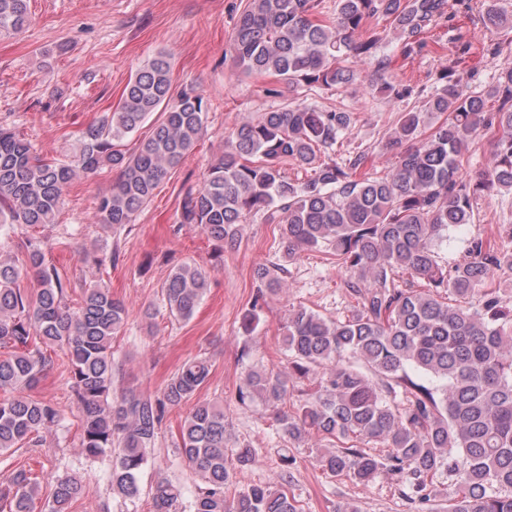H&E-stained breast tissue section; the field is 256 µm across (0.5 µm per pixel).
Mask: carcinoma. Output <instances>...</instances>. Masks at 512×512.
Masks as SVG:
<instances>
[{"label": "carcinoma", "mask_w": 512, "mask_h": 512, "mask_svg": "<svg viewBox=\"0 0 512 512\" xmlns=\"http://www.w3.org/2000/svg\"><path fill=\"white\" fill-rule=\"evenodd\" d=\"M471 0H335L331 15H315V0H248L233 30L236 70L267 75L288 87L280 107L243 121L224 155L209 166L203 187L182 207V223L195 224L213 241H234L238 225L261 214L280 225L286 256L325 251L350 274L348 287L359 309L344 322L293 309L283 326L288 373L250 371L238 392L277 405L290 399L288 375L312 379L293 402L277 413L280 430L291 440L315 432L336 443L318 454L323 471L369 483L380 471L398 477L409 499L445 502L443 512H512V304L499 295L496 275L512 271V251L477 236L466 258L450 267L439 263L433 243L452 226L473 223L478 192L512 194V66L502 69L483 93L464 88L453 69L444 84L401 114L385 149L395 162L384 177L358 174L367 154L339 161L341 134L352 113L323 111L297 102L315 89L355 81L358 67L380 74L378 92L396 97L385 37L367 27L382 18L403 37L400 53L411 56L419 36ZM484 22L499 28L512 18L484 0ZM28 0H0V38L28 22ZM498 99L495 111L486 100ZM157 115L148 135L132 150L123 141ZM207 105L194 87L172 93L170 54L158 52L128 80L117 107L82 132L78 152L64 162H46L31 143L0 128V237L22 235V258L0 254V457L42 445L43 433L60 425L63 410L38 394L55 361L47 349L65 356L61 366L70 402L79 412L80 448L89 459L115 454L112 495L135 500L141 474L150 463L158 430L171 407L194 402L181 421L176 449L200 478L191 512H301L282 489L253 485L226 496L233 472L254 460L244 447L225 453L224 404L200 400L212 364L186 360L160 394L133 387L113 395L114 343L124 331L125 301L100 283L83 289L80 306L69 305L71 287L46 259L56 243L28 228H49L79 176L109 166L118 171L112 190L96 205L95 221L118 230L151 201L170 170L194 150L204 133ZM435 114L445 119L431 125ZM488 137L493 164L481 180H463L460 155L468 143ZM312 172L292 182L285 166ZM276 266L260 268L249 307L241 317L247 336L257 330L265 296L278 290ZM33 284L31 292L25 281ZM207 289L206 274L177 267L161 287L169 312L190 319ZM481 292V304L462 301ZM412 368L444 382L440 391L414 382ZM375 441L388 448L379 459L361 446ZM454 479L457 491L446 500L439 476ZM83 485L74 476L55 480L48 495L24 469L0 485V512H69ZM153 512H185L182 490L165 477L152 487Z\"/></svg>", "instance_id": "cac0c4a2"}]
</instances>
